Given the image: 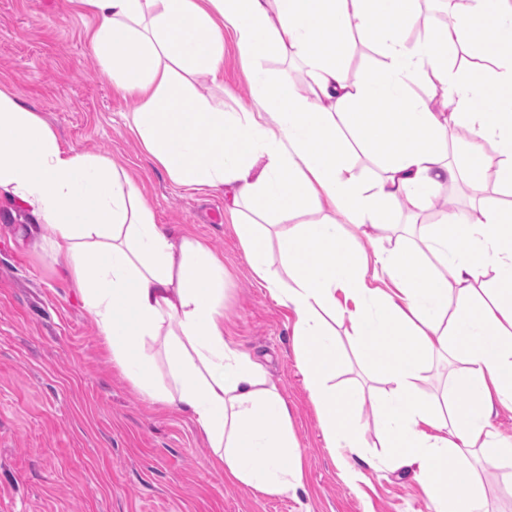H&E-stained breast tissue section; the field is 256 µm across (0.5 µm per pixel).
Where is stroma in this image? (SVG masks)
<instances>
[{"label": "stroma", "mask_w": 512, "mask_h": 512, "mask_svg": "<svg viewBox=\"0 0 512 512\" xmlns=\"http://www.w3.org/2000/svg\"><path fill=\"white\" fill-rule=\"evenodd\" d=\"M90 17L72 0H0V89L39 113L63 147L112 157L134 178L156 223L208 246L224 263V338L259 357L286 400L302 457L296 490L255 492L228 481L186 415L151 403L112 367L98 328L84 313L62 265L35 244L34 217L0 191V512H429L413 468L384 462L369 404L350 425L365 446L363 478L347 483L344 462L326 448L296 361L294 314L250 275L224 195L173 182L130 128L134 98L118 91L87 36ZM202 95L228 112L252 106L249 69L224 34V82L203 73ZM483 191L444 189L447 211L512 205L496 144H482ZM332 327L346 350L333 379L370 391L379 375L359 356L351 324ZM459 358H438L420 384L424 398L456 393ZM488 512H512V466L476 462Z\"/></svg>", "instance_id": "1"}]
</instances>
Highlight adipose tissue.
<instances>
[{"instance_id": "ef3b65f1", "label": "adipose tissue", "mask_w": 512, "mask_h": 512, "mask_svg": "<svg viewBox=\"0 0 512 512\" xmlns=\"http://www.w3.org/2000/svg\"><path fill=\"white\" fill-rule=\"evenodd\" d=\"M97 25L89 33L112 82L138 101L142 146L176 183L224 193L255 280L293 311V336L309 400L327 447H357L350 411L369 401L389 459L413 466L432 512H486L478 474L455 457L512 463V436L494 431L496 407L512 408V206L486 207L480 222L446 215L416 247L373 253L385 281L367 282L363 252L344 225L291 224L311 187L354 227H384L393 206L424 210L444 184L480 190L478 147L495 140L512 186V0H473L432 29L414 0H74ZM424 35L409 41L415 28ZM251 61V112L195 92L191 78L224 74V31ZM374 40L383 60L348 79L339 60L352 34ZM480 57L459 75L456 46ZM301 59L308 92L274 82L260 66ZM440 90L452 122L472 142L448 156L446 122L413 92ZM370 150L382 177L347 175V144ZM0 190L51 234L41 245L63 260L112 365L151 401L187 413L225 475L264 494L300 481L288 405L261 362L224 339V267L200 241L156 224L134 180L111 158L64 148L39 114L0 90ZM256 217H244L245 207ZM279 237L280 280L270 271L265 225ZM346 314L353 339L386 383L378 396L330 380L343 359L329 317ZM170 384L158 386L154 348ZM463 356L464 390L449 407L418 398L420 370Z\"/></svg>"}]
</instances>
